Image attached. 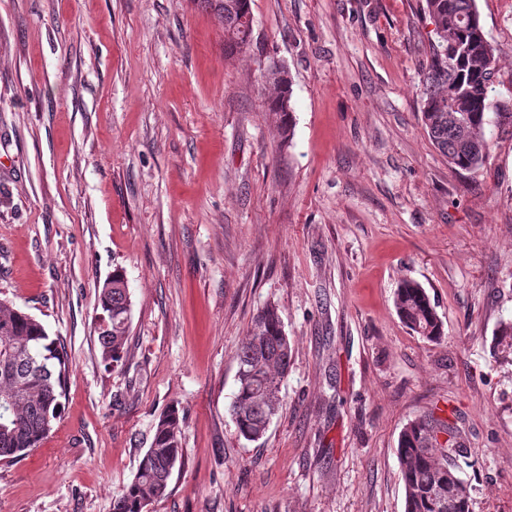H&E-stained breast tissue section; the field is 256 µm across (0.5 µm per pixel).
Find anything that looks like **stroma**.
Wrapping results in <instances>:
<instances>
[{
    "label": "stroma",
    "mask_w": 512,
    "mask_h": 512,
    "mask_svg": "<svg viewBox=\"0 0 512 512\" xmlns=\"http://www.w3.org/2000/svg\"><path fill=\"white\" fill-rule=\"evenodd\" d=\"M425 0H250L249 48L193 0H0V300L59 339L44 444L0 461V512H112L160 416L183 463L149 512H405L398 438L448 426L471 512H512V128L474 171L425 133ZM512 99V0H477ZM291 79L282 139L260 73ZM122 268L129 352L98 298ZM443 322L399 318L403 281ZM275 306L292 348L256 442L236 353ZM101 313L106 316L107 326L97 331L103 362L117 367L128 354V338L131 320V300L124 273L120 268L112 272V288L106 284L99 296ZM112 314V316H111ZM400 318L415 333L436 340L442 336V322L426 291L416 283L404 281L395 295Z\"/></svg>",
    "instance_id": "stroma-1"
}]
</instances>
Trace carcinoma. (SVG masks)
<instances>
[{
	"label": "carcinoma",
	"instance_id": "cac0c4a2",
	"mask_svg": "<svg viewBox=\"0 0 512 512\" xmlns=\"http://www.w3.org/2000/svg\"><path fill=\"white\" fill-rule=\"evenodd\" d=\"M434 41L421 95L423 128L448 164L465 171L480 167L491 142L488 125L512 126V99H496L495 48L481 23L476 0H425ZM224 46L229 51L250 45L249 0H224ZM468 47L466 55H449L453 45ZM265 83L276 90L269 111L280 135H291L289 78L275 65L263 69ZM99 303L107 326L97 331L103 362L116 367L128 354L131 300L124 273L112 272V287L102 288ZM395 306L415 333L436 340L442 322L426 291L405 281ZM292 349L275 307L256 317L247 341L237 351V393L232 413L238 432L249 441L261 439L280 404L281 384L288 373ZM0 460L20 459L39 447L59 418L66 360L57 340L41 322L0 301ZM436 427L429 420L408 423L400 433L398 455L406 512H470V494L454 460L436 447ZM182 425L172 405L158 421L150 447L139 461L133 481L114 499L112 512H144L166 491L176 465L182 464Z\"/></svg>",
	"mask_w": 512,
	"mask_h": 512
}]
</instances>
